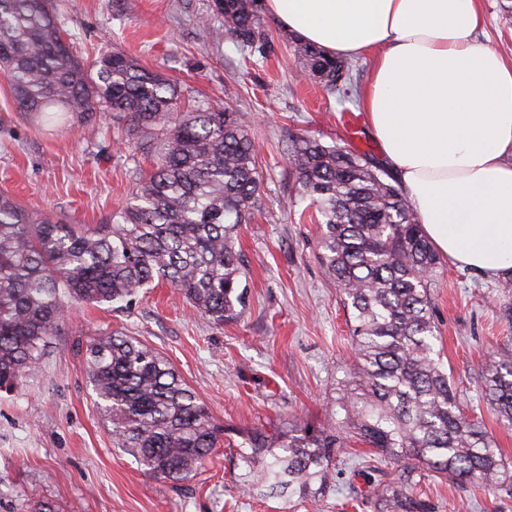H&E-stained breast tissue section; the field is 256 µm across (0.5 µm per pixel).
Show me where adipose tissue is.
Segmentation results:
<instances>
[{
  "mask_svg": "<svg viewBox=\"0 0 512 512\" xmlns=\"http://www.w3.org/2000/svg\"><path fill=\"white\" fill-rule=\"evenodd\" d=\"M481 0H261L283 29L362 58L383 161L435 250L512 273V64L477 45Z\"/></svg>",
  "mask_w": 512,
  "mask_h": 512,
  "instance_id": "obj_1",
  "label": "adipose tissue"
}]
</instances>
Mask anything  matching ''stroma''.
<instances>
[{"instance_id":"1","label":"stroma","mask_w":512,"mask_h":512,"mask_svg":"<svg viewBox=\"0 0 512 512\" xmlns=\"http://www.w3.org/2000/svg\"><path fill=\"white\" fill-rule=\"evenodd\" d=\"M87 61L114 47L161 73L183 98L230 104L251 114L263 170L260 201L239 244L246 264L242 317L217 326L193 314L167 284L142 289L132 305L71 310L51 340L42 371L17 392L0 394V512H375L399 467L374 449L352 445L307 497L245 490L242 469L215 448L192 479L145 474L112 443L98 412L83 357L89 337H138L178 370L236 436L287 433L296 423L322 427L351 372L350 321L341 294L318 260L319 229L307 219L286 159L290 137L308 135L380 157L359 106L306 80L272 19L268 56L235 41L212 42L203 18L211 0H51ZM477 44L512 61V0H481ZM111 116L52 127L20 111L0 77V195L69 224H108L127 203L147 155L121 144ZM441 359L467 412L491 432L507 479L484 491L421 470L416 493L427 512H512V428L481 398V373L512 348V292L497 279L442 260L429 289Z\"/></svg>"}]
</instances>
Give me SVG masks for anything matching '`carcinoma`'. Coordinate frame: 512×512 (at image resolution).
<instances>
[{
    "instance_id": "obj_1",
    "label": "carcinoma",
    "mask_w": 512,
    "mask_h": 512,
    "mask_svg": "<svg viewBox=\"0 0 512 512\" xmlns=\"http://www.w3.org/2000/svg\"><path fill=\"white\" fill-rule=\"evenodd\" d=\"M215 39L264 56L272 49L257 0H213ZM304 75L356 102L354 66L291 39ZM0 75L19 108L46 123L83 124L116 112L153 153L132 201L111 224H62L0 195V389L19 391L40 369L49 340L73 305L130 302L169 283L193 313L215 325L246 308L240 227L263 179L250 119L198 100L181 109L165 77L116 50L87 64L72 51L49 0H0ZM287 155L300 196L320 224L319 259L351 311L354 368L336 405L344 418L317 431L296 424L272 436L252 431L234 448L254 484L307 495L351 443L414 465L387 485L376 512H426L416 469L484 489L506 480L493 435L464 415L435 349L429 287L438 256L403 190L368 153L296 136ZM84 368L112 440L152 477L194 476L224 426L170 362L135 336H94ZM482 397L512 427V349L482 371Z\"/></svg>"
}]
</instances>
